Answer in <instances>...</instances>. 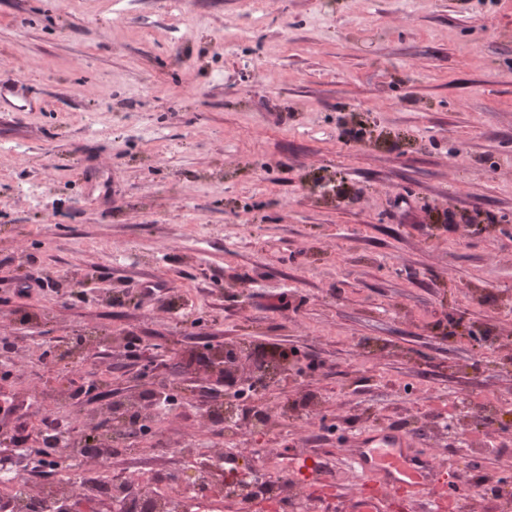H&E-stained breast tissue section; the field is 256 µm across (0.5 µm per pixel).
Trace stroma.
Instances as JSON below:
<instances>
[{
	"label": "stroma",
	"instance_id": "stroma-1",
	"mask_svg": "<svg viewBox=\"0 0 512 512\" xmlns=\"http://www.w3.org/2000/svg\"><path fill=\"white\" fill-rule=\"evenodd\" d=\"M186 2L0 0V80L35 91L0 122V405L41 383L91 415L95 373L117 401L167 377L180 441L210 396L187 362L280 344L320 368L243 407L275 421L253 457H314L347 494L340 437L397 426L447 482L512 480V0ZM26 255L85 302L15 295ZM88 324L107 358L54 384L42 340Z\"/></svg>",
	"mask_w": 512,
	"mask_h": 512
}]
</instances>
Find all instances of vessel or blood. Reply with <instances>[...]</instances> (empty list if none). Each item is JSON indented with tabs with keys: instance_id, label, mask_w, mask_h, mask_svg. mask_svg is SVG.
<instances>
[{
	"instance_id": "obj_1",
	"label": "vessel or blood",
	"mask_w": 512,
	"mask_h": 512,
	"mask_svg": "<svg viewBox=\"0 0 512 512\" xmlns=\"http://www.w3.org/2000/svg\"><path fill=\"white\" fill-rule=\"evenodd\" d=\"M30 83L18 77L0 82V112L23 111L30 104ZM352 470L363 479L364 490L354 492L350 512H388L389 494L402 495L412 504L433 500L449 504L447 485L435 479L432 454L417 452L404 432L354 440L348 450Z\"/></svg>"
}]
</instances>
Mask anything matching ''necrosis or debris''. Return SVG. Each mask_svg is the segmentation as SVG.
Listing matches in <instances>:
<instances>
[{"mask_svg":"<svg viewBox=\"0 0 512 512\" xmlns=\"http://www.w3.org/2000/svg\"><path fill=\"white\" fill-rule=\"evenodd\" d=\"M236 402L204 407L206 439L192 438L173 447L153 448L154 462L128 470L113 464V449L138 452L124 428L112 422L100 430L108 448L86 467L74 466L78 448L90 431L85 417L67 412L63 401L43 411L41 426L60 442L50 455L22 451L25 465L0 475V512H222L232 500L237 512H298L306 490L289 498L287 464L270 460L254 466L248 479L224 471V449L239 448L250 430L232 426ZM54 485L39 489L43 474Z\"/></svg>","mask_w":512,"mask_h":512,"instance_id":"1","label":"necrosis or debris"}]
</instances>
